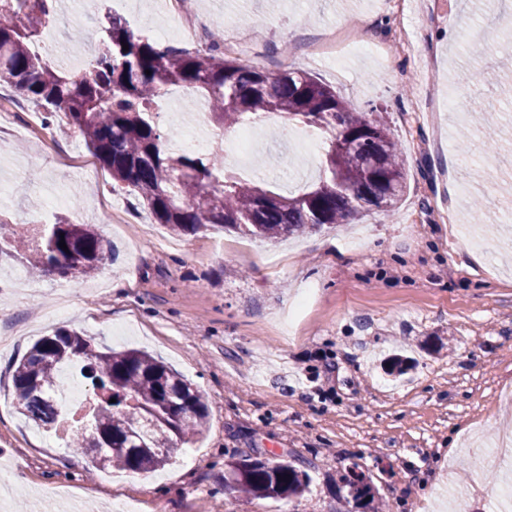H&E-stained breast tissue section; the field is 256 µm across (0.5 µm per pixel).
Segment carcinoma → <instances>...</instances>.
Listing matches in <instances>:
<instances>
[{
	"label": "carcinoma",
	"instance_id": "obj_1",
	"mask_svg": "<svg viewBox=\"0 0 512 512\" xmlns=\"http://www.w3.org/2000/svg\"><path fill=\"white\" fill-rule=\"evenodd\" d=\"M58 2L0 0V78L44 108L45 124L61 116L77 127L115 185L136 193L171 232L195 235L220 227L272 240L342 224L372 207L387 213L398 208L407 172L382 113L349 111L334 89L303 70L272 75L226 60L218 34L204 49L191 51L153 41L108 14L97 51L84 66L62 69L39 43V28L57 21ZM174 84L206 95L221 129L256 125L276 113L285 132L297 124L321 131L318 179L298 195L284 196L240 180L225 168L220 150L174 154L172 133L162 130L155 115L158 99ZM14 243L27 254L31 270L63 278L89 275L114 255L94 228L65 217L49 225L36 247L24 230ZM68 366L79 369L94 396L86 422L70 430V446L103 449L102 469L154 472L179 444L206 429L208 406L184 376L144 351L99 349L77 330L42 337L18 363L13 383L24 417L59 426L61 411L49 391ZM224 479L248 497L288 501L302 497L308 486V474L292 463L249 456L230 460ZM339 490L346 504L376 512L373 488L358 464L344 468Z\"/></svg>",
	"mask_w": 512,
	"mask_h": 512
}]
</instances>
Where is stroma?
<instances>
[{
  "label": "stroma",
  "instance_id": "stroma-1",
  "mask_svg": "<svg viewBox=\"0 0 512 512\" xmlns=\"http://www.w3.org/2000/svg\"><path fill=\"white\" fill-rule=\"evenodd\" d=\"M200 47L224 31V55L270 74L301 69L353 112H385L409 187L391 215L260 242L232 231L177 236L69 126L39 114L0 79V461L21 512H84L136 500L140 512H338L339 476L358 463L390 512H446L469 489L470 512H495L475 447L512 424V54L493 40L512 25L476 0H194ZM102 8L70 0L55 23L56 57L76 69L73 24L97 36ZM354 29L341 59L314 55L329 29ZM206 103L174 86L158 117L184 133ZM266 115L242 177L280 194L319 174V155ZM483 200L477 214L475 200ZM90 224L118 248L79 279L30 273L18 227L58 217ZM76 329L93 345L142 348L186 376L210 410L204 435L150 474L99 470L87 450L17 410L12 372L40 337ZM288 460L310 476L302 498L247 497L225 487L230 457Z\"/></svg>",
  "mask_w": 512,
  "mask_h": 512
}]
</instances>
